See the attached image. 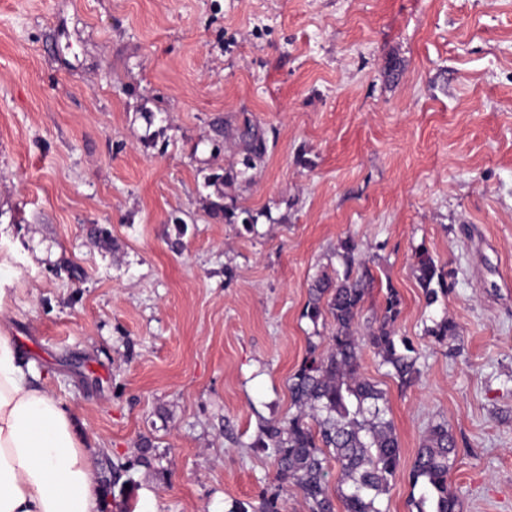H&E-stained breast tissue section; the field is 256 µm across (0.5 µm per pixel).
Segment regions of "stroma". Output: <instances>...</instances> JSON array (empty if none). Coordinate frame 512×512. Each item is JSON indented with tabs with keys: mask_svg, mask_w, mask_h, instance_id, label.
Here are the masks:
<instances>
[{
	"mask_svg": "<svg viewBox=\"0 0 512 512\" xmlns=\"http://www.w3.org/2000/svg\"><path fill=\"white\" fill-rule=\"evenodd\" d=\"M244 113L269 139L234 191L254 235L203 186ZM347 238L378 282L363 317L396 288L421 369L362 350L400 442L383 507L416 512L444 422L459 512H512V0H0V322L114 504L257 512L278 485L258 427L328 345L303 312ZM421 246L450 274L433 304Z\"/></svg>",
	"mask_w": 512,
	"mask_h": 512,
	"instance_id": "1",
	"label": "stroma"
}]
</instances>
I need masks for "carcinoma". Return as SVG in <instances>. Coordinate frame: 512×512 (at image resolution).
<instances>
[{
    "instance_id": "obj_1",
    "label": "carcinoma",
    "mask_w": 512,
    "mask_h": 512,
    "mask_svg": "<svg viewBox=\"0 0 512 512\" xmlns=\"http://www.w3.org/2000/svg\"><path fill=\"white\" fill-rule=\"evenodd\" d=\"M221 134L236 146L241 160L207 178V185L217 188L218 200L211 202V210L224 215V223L239 224L252 233L258 216L224 199L229 197L228 190L249 181L250 172L265 165L268 138L245 113L234 126L224 123ZM337 256L343 273L332 277L325 272L314 280L304 313L314 324L328 317L333 320L330 347L321 351L308 341V355L288 384L296 413L259 425L254 447L274 456L278 488L263 495L258 512H281L280 491L288 484L299 491L308 512H335L327 482L332 461L340 468L337 493L345 512H386L381 497L401 465L385 392L364 375L360 360L366 341L380 358L379 364L388 367L400 383L407 385L418 378L414 348L396 336L402 300L395 288L386 286L380 317L360 332L359 317L374 276L352 239L341 241ZM415 259L416 278L430 306L438 295H448V272L424 246L416 250ZM426 332L442 343L456 335V324L445 318ZM455 448L448 425L438 423L429 429L409 472L412 485L422 484L416 512H458V500L448 492Z\"/></svg>"
}]
</instances>
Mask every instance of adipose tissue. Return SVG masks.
Instances as JSON below:
<instances>
[{
    "mask_svg": "<svg viewBox=\"0 0 512 512\" xmlns=\"http://www.w3.org/2000/svg\"><path fill=\"white\" fill-rule=\"evenodd\" d=\"M97 454L60 400L29 379L12 336L0 330V512H103Z\"/></svg>",
    "mask_w": 512,
    "mask_h": 512,
    "instance_id": "adipose-tissue-1",
    "label": "adipose tissue"
}]
</instances>
